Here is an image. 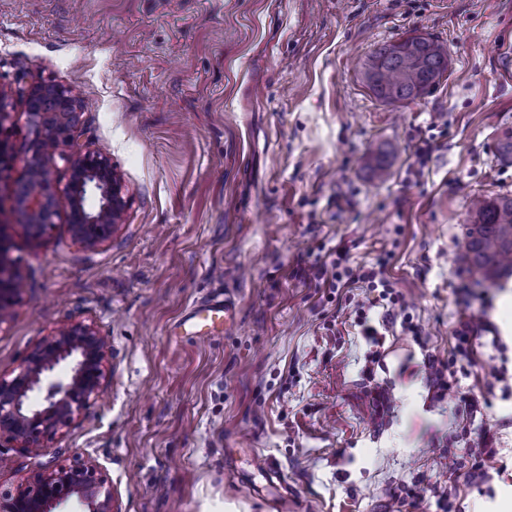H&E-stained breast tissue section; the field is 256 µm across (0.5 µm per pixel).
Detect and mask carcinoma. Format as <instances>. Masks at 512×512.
I'll return each mask as SVG.
<instances>
[{"label":"carcinoma","instance_id":"carcinoma-1","mask_svg":"<svg viewBox=\"0 0 512 512\" xmlns=\"http://www.w3.org/2000/svg\"><path fill=\"white\" fill-rule=\"evenodd\" d=\"M447 71L448 47L420 35L374 49L365 60L363 78L375 98L400 104L422 98ZM457 262L478 285L493 286L512 275L511 196L476 201Z\"/></svg>","mask_w":512,"mask_h":512}]
</instances>
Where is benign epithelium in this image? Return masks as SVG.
Here are the masks:
<instances>
[{"mask_svg": "<svg viewBox=\"0 0 512 512\" xmlns=\"http://www.w3.org/2000/svg\"><path fill=\"white\" fill-rule=\"evenodd\" d=\"M17 94L25 98L32 135L28 178L19 198L21 220L36 236L54 224V161L58 150L68 146L73 154L67 158V222L76 242L98 247L116 232L127 208L121 175L107 154L78 143L81 101L71 88L41 82L30 90L20 87ZM7 252L0 231V324L25 288L11 271ZM109 351L107 337L89 323L64 326L45 337L15 377L0 376V439L27 451L40 448L44 437L57 434L86 402L103 393ZM103 486L97 465L76 461L35 476L25 487H0V512H52L53 505L74 495L89 505V512H112V495Z\"/></svg>", "mask_w": 512, "mask_h": 512, "instance_id": "1", "label": "benign epithelium"}]
</instances>
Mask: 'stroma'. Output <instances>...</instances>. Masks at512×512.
I'll return each instance as SVG.
<instances>
[{
  "label": "stroma",
  "mask_w": 512,
  "mask_h": 512,
  "mask_svg": "<svg viewBox=\"0 0 512 512\" xmlns=\"http://www.w3.org/2000/svg\"><path fill=\"white\" fill-rule=\"evenodd\" d=\"M415 31L447 44L448 72L422 99L382 103L361 63ZM49 80L80 94L79 139L127 191L94 250L65 215L34 238L16 210L30 138L16 90ZM0 89V223L25 283L0 324V375L72 321L111 345L102 397L38 451L0 449V485L85 460L114 512H441L413 493L447 485L451 461L470 467L484 434L501 470L458 480L455 512H493L512 490V335L497 320L512 278L484 288L456 263L471 200L512 195V0H0ZM374 148L383 181L364 167ZM341 246L354 266L389 254L421 338L396 325L383 353L365 342L363 289L332 301L315 277ZM218 294L228 330L186 334L189 307ZM429 354L477 399L472 425L427 380Z\"/></svg>",
  "instance_id": "1"
}]
</instances>
